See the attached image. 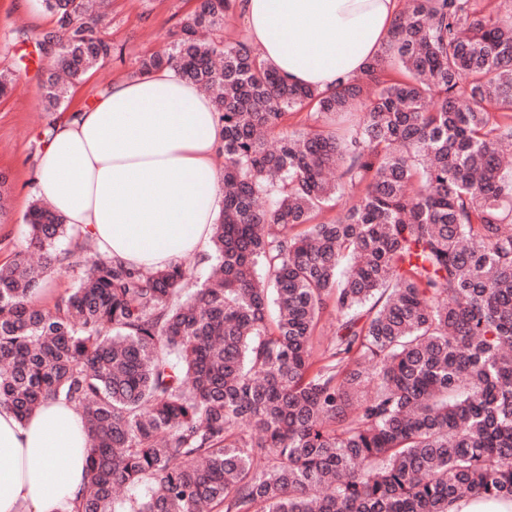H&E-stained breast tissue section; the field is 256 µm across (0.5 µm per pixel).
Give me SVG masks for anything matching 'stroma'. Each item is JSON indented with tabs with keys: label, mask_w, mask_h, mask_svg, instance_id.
Here are the masks:
<instances>
[{
	"label": "stroma",
	"mask_w": 512,
	"mask_h": 512,
	"mask_svg": "<svg viewBox=\"0 0 512 512\" xmlns=\"http://www.w3.org/2000/svg\"><path fill=\"white\" fill-rule=\"evenodd\" d=\"M196 6V0H112L98 30L112 43L110 62L87 73L76 87L70 106L91 104L112 80L129 77L139 57L163 50L167 34ZM55 19L42 0H0V72L16 75L15 92L0 99V176L8 195L0 216V264L12 258L24 239V216L36 198L35 159L58 113L40 108L42 82L49 60L39 51L42 32Z\"/></svg>",
	"instance_id": "stroma-1"
}]
</instances>
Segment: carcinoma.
I'll use <instances>...</instances> for the list:
<instances>
[{"label":"carcinoma","instance_id":"1","mask_svg":"<svg viewBox=\"0 0 512 512\" xmlns=\"http://www.w3.org/2000/svg\"><path fill=\"white\" fill-rule=\"evenodd\" d=\"M43 3L56 112L114 49L98 0ZM235 8L197 0L134 71L171 68L214 101L209 277L103 257L33 205L0 265V407L81 413L77 512L512 504V0H408L377 59L327 92L224 42ZM304 108L313 124L282 131ZM66 268L81 282L40 304Z\"/></svg>","mask_w":512,"mask_h":512}]
</instances>
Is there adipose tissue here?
Listing matches in <instances>:
<instances>
[{
    "mask_svg": "<svg viewBox=\"0 0 512 512\" xmlns=\"http://www.w3.org/2000/svg\"><path fill=\"white\" fill-rule=\"evenodd\" d=\"M249 41L288 81L320 90L361 75L399 0H240ZM212 99L171 70L112 81L54 126L37 193L101 254L147 270L205 254L223 206ZM91 439L65 401L26 419L0 408V512H75Z\"/></svg>",
    "mask_w": 512,
    "mask_h": 512,
    "instance_id": "adipose-tissue-1",
    "label": "adipose tissue"
}]
</instances>
